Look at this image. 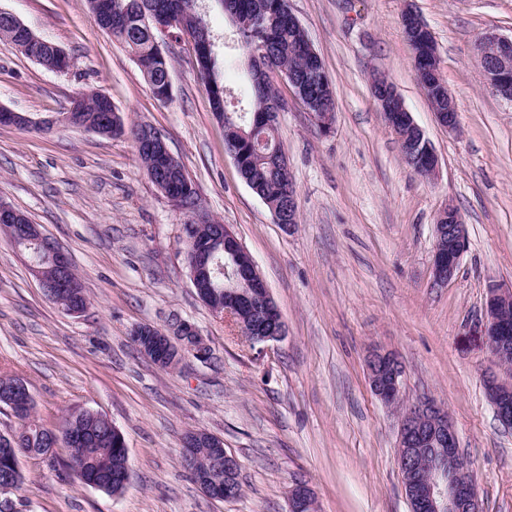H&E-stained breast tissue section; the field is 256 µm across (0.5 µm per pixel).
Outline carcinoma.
Returning <instances> with one entry per match:
<instances>
[{
    "instance_id": "obj_1",
    "label": "carcinoma",
    "mask_w": 512,
    "mask_h": 512,
    "mask_svg": "<svg viewBox=\"0 0 512 512\" xmlns=\"http://www.w3.org/2000/svg\"><path fill=\"white\" fill-rule=\"evenodd\" d=\"M94 20L110 24L112 38L128 48L147 79L155 87H163L169 75L167 57L159 54L157 41L162 33L154 19H172L176 26L169 36L178 37L192 32L197 41L210 46L207 63L210 82V102L215 112H224V143L228 152L242 156L245 173L252 191L260 198L279 207L288 206V186L293 184L288 166L284 165V151L277 138V127L268 123V103L279 98L277 86L270 80L269 71L277 70L283 77H292L302 89L305 101L324 112H335V99L329 78L324 74L320 58L312 54L305 29L294 24L288 0H221L224 15L233 26V38L244 55L253 49L261 50L260 64L264 79L247 86L230 87L221 77L218 66L217 37L205 18L197 10V0H85ZM0 37L10 40L26 57H40L51 65L55 57L45 44L27 43L12 19L0 16ZM418 69L424 76H431L434 61L425 46H411ZM83 115L92 120L103 137L125 133L121 118L108 116L97 91L79 93ZM138 156L145 174L153 181L164 180L162 189L173 206L187 212L196 210L206 225L198 229L205 235L209 224L215 223L200 205L197 191L191 180L178 170L162 174L157 169L155 154L138 149ZM73 287L58 298L63 306L86 307L89 304L81 279L74 272L68 274ZM19 420L18 427L10 433L21 446L42 442L48 447L56 439L65 440L74 434L85 438V443L75 447L68 463L76 477L83 483L96 478L99 490L113 494L117 490L116 477L128 468V457L112 450V422L101 414H83L65 419L57 431L40 424L26 408H11Z\"/></svg>"
}]
</instances>
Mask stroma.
Segmentation results:
<instances>
[{"mask_svg":"<svg viewBox=\"0 0 512 512\" xmlns=\"http://www.w3.org/2000/svg\"><path fill=\"white\" fill-rule=\"evenodd\" d=\"M332 82L323 132L284 79L278 138L299 205L276 224L224 149L188 38L166 40L172 98L157 100L131 53L101 29L85 0H0L63 48L46 69L0 39V105L53 121L0 125V201L23 211L68 254L90 304L72 316L49 300L28 257L0 233V377L23 381L34 416L59 427L76 409L122 433L130 478L117 495L74 480L65 454L21 457L11 512H288L307 484L318 512H410L398 468V415L371 391L368 350L403 362L402 398L444 405L471 463L482 512H512V428L488 402L496 365L484 336L493 283H512V103L488 85L476 45L512 34V0H290ZM414 10L439 49L458 128L440 126L415 75L402 16ZM386 74L439 159L435 176L404 161L372 95ZM108 95L125 126L149 124L194 183L203 208L230 225L255 260L286 325L265 350L197 297L179 211L144 174L129 136L61 123L72 97ZM469 249L445 284L432 275L434 224L445 204ZM195 326L210 349L175 369L140 354L149 324ZM204 430L241 463L239 496H207L181 463L183 437Z\"/></svg>","mask_w":512,"mask_h":512,"instance_id":"1","label":"stroma"}]
</instances>
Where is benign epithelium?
I'll use <instances>...</instances> for the list:
<instances>
[{
	"label": "benign epithelium",
	"mask_w": 512,
	"mask_h": 512,
	"mask_svg": "<svg viewBox=\"0 0 512 512\" xmlns=\"http://www.w3.org/2000/svg\"><path fill=\"white\" fill-rule=\"evenodd\" d=\"M404 35L420 42L428 27L413 11L402 16ZM486 80L503 99L512 102V36L488 34L477 44ZM376 96L384 112L389 128H394L392 110L404 108L402 99L393 83L384 75ZM415 130L409 149L418 154L429 174L438 171V158L431 148L424 131L406 113ZM438 123L450 131L457 130V107L453 98H448V110L435 113ZM0 125L35 127L37 122L30 117L0 106ZM143 145L155 152L160 167L170 168L176 163L161 135L150 125H144ZM21 214L0 201V225L11 233L12 240L31 242L40 251L29 252L30 268L43 292L54 297L66 290L65 282L45 275L47 267L63 269L69 258L63 249L54 244L35 224H20ZM212 238L208 242H196L191 237L193 226H184L185 240L190 243L186 262L193 288L198 297L218 317L235 320L241 335L252 347L265 349L268 343L283 338L286 329L280 310L260 275L251 254L231 228L226 224L212 225ZM465 223L453 204L444 206L437 214L435 224V246L432 255L434 281L444 284L455 275L461 258L468 249ZM224 248V260L235 271L233 288L217 292L213 287H204L203 278L208 276L214 257V247ZM512 285L492 284L488 288L485 302L484 336L491 356L503 370L504 376H492L485 381V392L497 418L506 426H512ZM134 338L144 341L143 351L163 368H175L189 351L198 358L208 355V347L196 328L188 323L180 324L173 332L159 328L141 326ZM370 388L383 403L392 407L402 402L404 368L391 351L375 348L369 352L366 362ZM0 394L13 407L33 405L32 396L21 381L0 389ZM399 448L408 466H399L407 474L406 497L423 512H480V501L470 463L459 449L457 435L448 417L447 410L433 399L423 397L399 415ZM185 458L202 456L215 458L213 474L196 476L197 485L210 497L231 499L240 483V464L236 457L224 451V441L207 431L190 433L184 440ZM224 472L219 477L218 472ZM314 506L312 492L304 484H297L289 494V512H307Z\"/></svg>",
	"instance_id": "1"
}]
</instances>
